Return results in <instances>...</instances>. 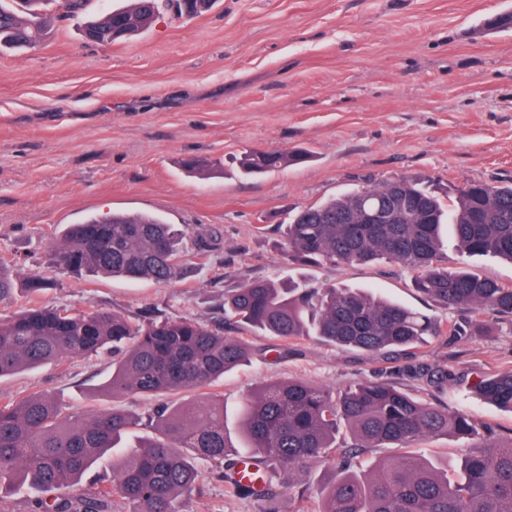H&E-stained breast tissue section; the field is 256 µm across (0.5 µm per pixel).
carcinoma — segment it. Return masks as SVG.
Segmentation results:
<instances>
[{"instance_id":"1","label":"carcinoma","mask_w":512,"mask_h":512,"mask_svg":"<svg viewBox=\"0 0 512 512\" xmlns=\"http://www.w3.org/2000/svg\"><path fill=\"white\" fill-rule=\"evenodd\" d=\"M85 23L97 43L113 44L150 26L158 0H130ZM41 0L0 3V48L34 47L50 37ZM303 152L251 151L244 176L302 163ZM451 226L461 257L512 262V184L468 183L442 198L422 182L397 178L361 186L288 217V259L302 265L367 264L386 259L413 273L418 292L466 318L441 321L354 288H292L253 280L224 296V320L281 339L314 334L330 345L369 355L422 346L429 336H485L497 316H512V286L482 277L462 261L448 269L443 228ZM185 233L162 218L114 212L68 224L52 237L51 267L104 276L172 283L190 258L204 260L217 232ZM112 352V395L163 402L146 417L120 409L86 415L56 396L33 392L0 404V491L18 484L49 493L76 484L115 448L112 479L91 497L54 498L40 512H177L192 490L201 461L236 454L227 432L224 400L215 389L224 375L248 365L253 348L224 335V327L196 319L139 321L121 314L86 313L64 306L25 308L0 319V378L72 358ZM416 377L431 388L451 381L446 368L421 365ZM473 390L512 411V370L481 375ZM239 414L248 454L271 476L306 475L318 465L333 479L305 487L313 512H512V442L488 425L388 382L345 386L301 380L265 382L243 397ZM153 434L124 443L137 429ZM454 437L466 443L460 462L442 466L413 451L424 440ZM376 448L400 453L374 464L357 459ZM234 497L256 493L219 472Z\"/></svg>"}]
</instances>
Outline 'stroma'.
<instances>
[{"mask_svg":"<svg viewBox=\"0 0 512 512\" xmlns=\"http://www.w3.org/2000/svg\"><path fill=\"white\" fill-rule=\"evenodd\" d=\"M512 0H216L180 16L160 6L151 28L103 46L62 0H45L52 36L0 53V261L15 288L0 319L41 305L155 321L196 319L244 335L255 355L225 378L228 413L264 382L343 385L390 381L419 390V364L452 380L429 395L512 440V412L476 396L475 376L512 369V317L487 336L429 337L398 360L307 336L282 342L224 321L227 291L255 280L313 288H370L427 316L461 311L420 295L409 270L385 261L307 266L282 254L283 225L302 206L386 179L424 181L439 194L471 182L512 183V28L485 30ZM306 150L309 163L257 178L236 172L246 150ZM221 162L199 180L180 165ZM146 212L187 234L221 240L173 284L48 270L65 225L110 211ZM52 273L42 293L28 278ZM112 355L73 358L0 378V403L33 391L90 413L146 415L152 400L111 396ZM178 512H262L231 498L213 462H200Z\"/></svg>","mask_w":512,"mask_h":512,"instance_id":"1","label":"stroma"}]
</instances>
